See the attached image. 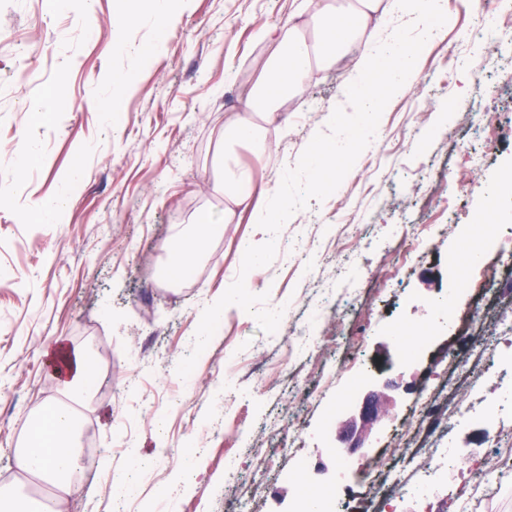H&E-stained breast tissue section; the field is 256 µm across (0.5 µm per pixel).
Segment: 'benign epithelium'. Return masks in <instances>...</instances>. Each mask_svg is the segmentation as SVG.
<instances>
[{"mask_svg":"<svg viewBox=\"0 0 512 512\" xmlns=\"http://www.w3.org/2000/svg\"><path fill=\"white\" fill-rule=\"evenodd\" d=\"M399 389L400 382L391 378L374 383L353 402L346 418L337 426L336 441L350 443V452L366 447L373 431L396 404Z\"/></svg>","mask_w":512,"mask_h":512,"instance_id":"obj_1","label":"benign epithelium"}]
</instances>
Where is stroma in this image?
<instances>
[{
	"mask_svg": "<svg viewBox=\"0 0 512 512\" xmlns=\"http://www.w3.org/2000/svg\"><path fill=\"white\" fill-rule=\"evenodd\" d=\"M448 35L421 55L401 90L380 87L371 120L381 145L353 136L337 166L307 174L311 140L340 95L347 67L316 70L303 98L319 109L298 117L297 101L276 119L286 133L278 153L260 158L238 147L257 180L279 182L288 217L261 263L238 244L247 220L224 221L215 165L224 115L246 105L270 46L262 28H279L307 0H169L164 27L140 0V17L121 30L125 0H0V486L21 482L16 448L30 436L28 414L58 397L45 371L57 339L90 347L101 382L82 410L98 456L114 468L146 462L131 495L115 499L103 471L84 475L66 512H148L176 474L194 491L178 512H294L296 457L316 485L337 482L336 404L381 377L406 389L384 430L403 432L436 363L456 355L474 365L478 344L465 330L433 336L426 352L387 364L393 326L430 324L441 299L481 325L503 363L512 362V300L490 291L448 295V257L465 252L488 226L480 265L512 283V193L493 194L512 176V74L475 71L485 58L471 41L469 0H451ZM122 50H114V39ZM468 69H448L449 56ZM128 87L115 93L112 75ZM63 94L55 112L33 100ZM493 113L492 137L462 120ZM26 188H12L17 171ZM68 197L51 223L30 202ZM211 217L220 229L189 269L190 287L164 271L174 228ZM354 258V278L336 263ZM247 280L243 307L225 312L204 353L195 338L214 298ZM162 415L152 429L141 414ZM494 423L456 426L458 470L449 472L422 512H454L449 497L469 476L475 453L493 454ZM358 473L341 481L338 512H379L363 492V473L390 464L377 443L354 455Z\"/></svg>",
	"mask_w": 512,
	"mask_h": 512,
	"instance_id": "1",
	"label": "stroma"
}]
</instances>
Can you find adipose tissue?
Instances as JSON below:
<instances>
[{"instance_id":"1","label":"adipose tissue","mask_w":512,"mask_h":512,"mask_svg":"<svg viewBox=\"0 0 512 512\" xmlns=\"http://www.w3.org/2000/svg\"><path fill=\"white\" fill-rule=\"evenodd\" d=\"M381 3L382 0H317L303 25L289 24L287 31L278 34L259 30V38L274 43L275 48L262 64L249 93V111L231 113L224 122V220L232 222L238 209L250 210L254 230L239 243L244 256L258 258L261 247L273 246L274 226L287 214L288 200L267 189L257 190L252 169L232 158L234 147L245 144L257 156H272L275 147L264 134L262 122L273 119L286 99L303 92L312 68L331 66L352 44L361 43L362 28ZM412 26L421 33L416 46H408L399 35L389 42L362 43L363 68L381 67L384 86H400L413 76L420 53L444 34L439 23L419 19ZM378 102L376 91L354 78L336 109L362 117L358 134L379 142L382 132L365 121ZM349 142V134L341 131L335 121H328L315 142L310 168L334 166L347 152ZM214 230V225L203 224L193 234L173 237L168 249L169 273L175 276L188 271L203 254ZM51 353L63 363L59 380L64 397L45 401L31 411L28 424L35 437L17 449L15 465L19 471L53 486L55 492L45 497L0 487V512H63L66 496L82 477L77 409L90 402L100 379L88 347L60 341Z\"/></svg>"}]
</instances>
